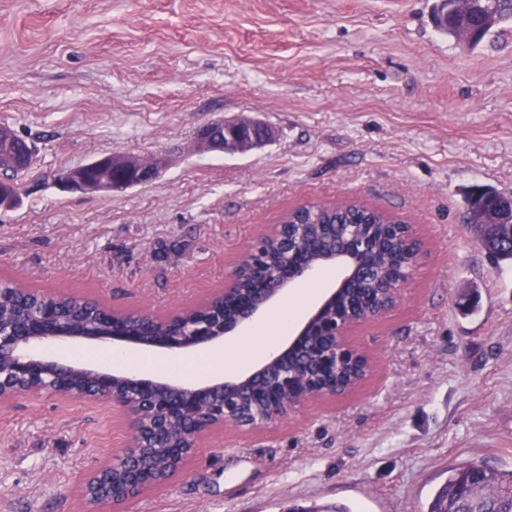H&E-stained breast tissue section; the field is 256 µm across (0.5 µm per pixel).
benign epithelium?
Returning <instances> with one entry per match:
<instances>
[{
    "instance_id": "1",
    "label": "benign epithelium",
    "mask_w": 512,
    "mask_h": 512,
    "mask_svg": "<svg viewBox=\"0 0 512 512\" xmlns=\"http://www.w3.org/2000/svg\"><path fill=\"white\" fill-rule=\"evenodd\" d=\"M272 139L271 130L256 120L220 119L212 121L196 133V146L207 152L226 150L248 152L263 147ZM101 167H112L114 177L100 179L97 172L85 164L65 171L61 183L74 191L85 194L110 193L130 184L143 185L159 173L158 163H143L120 154H108L97 159ZM496 245L512 248V222L490 225ZM343 274L336 287L331 289L289 337L288 344L270 356L254 371L233 379L207 385L187 386L132 374H117L102 368L90 370L94 384L90 388H79L69 384L68 377L77 367L54 359L40 356L35 348L56 342H97L114 347L140 346L167 351H185L212 346L224 341V336L234 332L252 319L286 288L301 277L315 272L310 266L297 273L292 261L276 268L268 285H260L243 297L234 296L235 283L220 289L217 295L233 298L235 318H221L214 323L199 320L185 324L182 314L168 316V328L158 333L149 325L134 330L121 318L109 319V329L77 331L73 324L57 314V297L42 293L35 310L17 325H0V401L20 396L42 394L62 395L73 399L105 400L134 416L136 411L147 408L160 413L155 433L164 434L186 420L196 422L190 438L189 452L181 454L174 464L180 469L185 460L198 449V441L212 429L233 418L221 410V395L224 388L231 387L245 396L256 391L255 381L267 377L274 379L281 389L288 393V402L278 411L259 417L253 426H268L281 420L291 412L300 410L307 402L318 398L340 397L352 386L359 385L371 372V360L365 351L350 339V330L358 323H369L382 317L383 309H376L366 303L356 309L338 308L329 316L325 312L336 304L338 292L347 285L364 288L371 279V272L348 253H341ZM418 261H413L400 276L392 289L393 299L400 302L405 287L413 277ZM298 351L313 357L324 367L334 368L343 362L357 363L358 378L354 383L332 380L311 392L294 390L297 383L288 374V360ZM143 440L132 441L112 463L97 470L85 483L83 495L94 499L95 512H108L126 503L145 489L164 484L167 478L148 473L142 465ZM119 471L126 478V491L121 497L112 492V473Z\"/></svg>"
}]
</instances>
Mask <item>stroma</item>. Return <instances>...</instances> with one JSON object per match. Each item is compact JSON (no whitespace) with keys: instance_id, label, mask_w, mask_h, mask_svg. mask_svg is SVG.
Segmentation results:
<instances>
[{"instance_id":"obj_1","label":"stroma","mask_w":512,"mask_h":512,"mask_svg":"<svg viewBox=\"0 0 512 512\" xmlns=\"http://www.w3.org/2000/svg\"><path fill=\"white\" fill-rule=\"evenodd\" d=\"M436 0H0V125L35 143L0 209V282L170 315L231 281L304 203L358 199L422 243L404 298L353 340L357 388L265 428L225 424L123 512H426L451 466L512 469V264L463 193L512 194V25L467 48ZM274 138L204 153L206 122ZM161 160L146 186L83 195L60 171ZM131 417L56 396L0 403V512H89L80 487ZM504 195L509 194L499 192L488 186H477L466 195L464 202L467 208L468 222L469 224H473V227L476 229L477 238L478 229L475 224H480L485 219L482 213L483 209L490 205L496 198L508 199L504 197Z\"/></svg>"}]
</instances>
